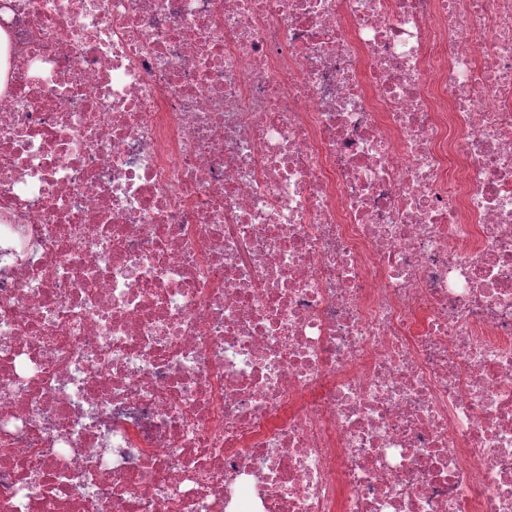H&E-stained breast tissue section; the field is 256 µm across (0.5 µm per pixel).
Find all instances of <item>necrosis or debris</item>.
<instances>
[{"label": "necrosis or debris", "mask_w": 512, "mask_h": 512, "mask_svg": "<svg viewBox=\"0 0 512 512\" xmlns=\"http://www.w3.org/2000/svg\"><path fill=\"white\" fill-rule=\"evenodd\" d=\"M0 32V512H512V0Z\"/></svg>", "instance_id": "obj_1"}]
</instances>
